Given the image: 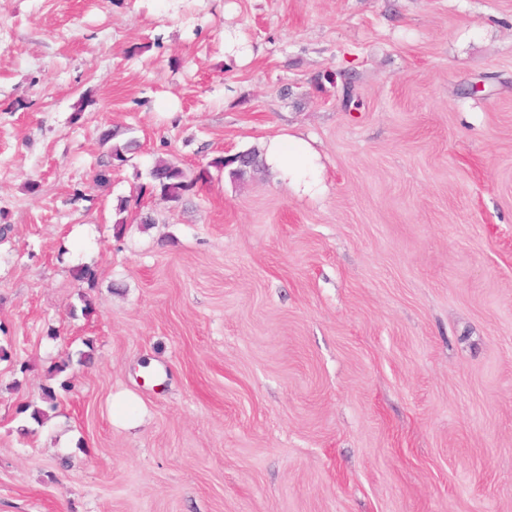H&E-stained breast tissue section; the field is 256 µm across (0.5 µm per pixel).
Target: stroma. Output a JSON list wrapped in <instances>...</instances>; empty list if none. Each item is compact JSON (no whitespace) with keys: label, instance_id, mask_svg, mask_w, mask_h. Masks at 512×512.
<instances>
[{"label":"stroma","instance_id":"stroma-1","mask_svg":"<svg viewBox=\"0 0 512 512\" xmlns=\"http://www.w3.org/2000/svg\"><path fill=\"white\" fill-rule=\"evenodd\" d=\"M1 226L0 512H512V0H0ZM263 159L280 174L288 187L309 192L316 186L315 169L308 143L291 136H273L264 142ZM140 147L139 143L134 140H128L122 145H115L110 149V160L102 163L100 166L103 169L99 170L96 175V181L99 183H105L109 180V171L114 167V162H119V165L127 161V154L134 153ZM260 156L257 149H252L229 156L217 157L195 175H191L174 162L159 160L150 170V177L155 187L159 188L162 198L168 201H177L184 193L191 191L198 182H206L211 178L209 168H214L218 172H224L228 169L232 178L243 180L260 168L262 162ZM238 157H241L245 162L242 163L237 160Z\"/></svg>","mask_w":512,"mask_h":512}]
</instances>
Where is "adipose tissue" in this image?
<instances>
[{
  "label": "adipose tissue",
  "instance_id": "ef3b65f1",
  "mask_svg": "<svg viewBox=\"0 0 512 512\" xmlns=\"http://www.w3.org/2000/svg\"><path fill=\"white\" fill-rule=\"evenodd\" d=\"M262 151L266 165L279 173L289 187L305 192L315 187V169L305 140L277 135L264 142Z\"/></svg>",
  "mask_w": 512,
  "mask_h": 512
}]
</instances>
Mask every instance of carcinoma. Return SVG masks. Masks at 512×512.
<instances>
[{
	"label": "carcinoma",
	"mask_w": 512,
	"mask_h": 512,
	"mask_svg": "<svg viewBox=\"0 0 512 512\" xmlns=\"http://www.w3.org/2000/svg\"><path fill=\"white\" fill-rule=\"evenodd\" d=\"M139 143L128 140L122 145H115L110 149L109 161L101 164V170L96 175V181L105 183L109 180V171L114 167V162L124 163L127 154L135 152ZM260 152L256 149L239 152L229 156H221L209 162L208 167L199 170L196 174L188 173L184 168L174 162L160 160L150 170V177L156 187L159 188L161 197L168 201L179 200L184 193L191 191L199 182H205L211 178L210 169L219 172L229 171L232 178L242 180L261 166Z\"/></svg>",
	"instance_id": "carcinoma-1"
}]
</instances>
